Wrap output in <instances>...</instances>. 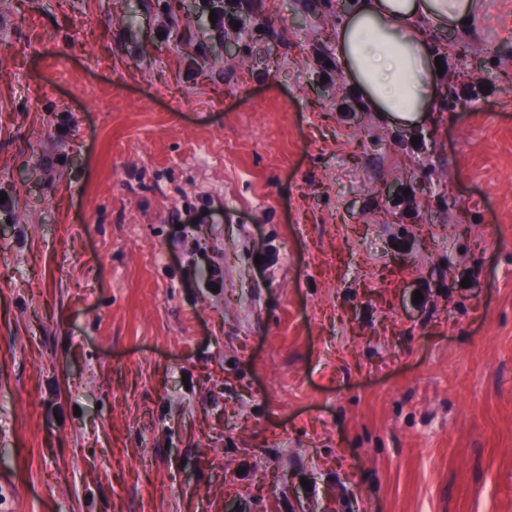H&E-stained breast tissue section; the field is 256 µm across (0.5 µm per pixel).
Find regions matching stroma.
<instances>
[{"mask_svg":"<svg viewBox=\"0 0 512 512\" xmlns=\"http://www.w3.org/2000/svg\"><path fill=\"white\" fill-rule=\"evenodd\" d=\"M226 3L0 0L12 512H512V17L406 127Z\"/></svg>","mask_w":512,"mask_h":512,"instance_id":"1","label":"stroma"}]
</instances>
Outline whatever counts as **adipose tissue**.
I'll list each match as a JSON object with an SVG mask.
<instances>
[{
	"mask_svg": "<svg viewBox=\"0 0 512 512\" xmlns=\"http://www.w3.org/2000/svg\"><path fill=\"white\" fill-rule=\"evenodd\" d=\"M485 9L486 0H361L340 28L344 74L375 111L418 124L433 110L440 81L422 22L452 29Z\"/></svg>",
	"mask_w": 512,
	"mask_h": 512,
	"instance_id": "1",
	"label": "adipose tissue"
}]
</instances>
